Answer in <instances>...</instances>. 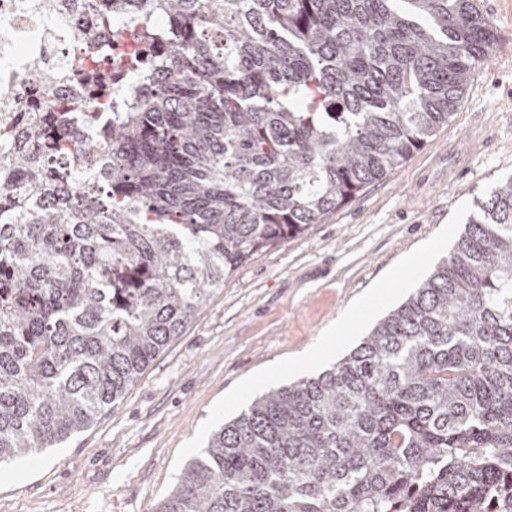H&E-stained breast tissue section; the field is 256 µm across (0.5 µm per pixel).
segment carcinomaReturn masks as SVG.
<instances>
[{
	"instance_id": "obj_1",
	"label": "carcinoma",
	"mask_w": 512,
	"mask_h": 512,
	"mask_svg": "<svg viewBox=\"0 0 512 512\" xmlns=\"http://www.w3.org/2000/svg\"><path fill=\"white\" fill-rule=\"evenodd\" d=\"M152 89L99 177L71 119L0 171V463L91 427L256 253L308 232L458 111L495 40L474 0L143 2ZM512 176L333 368L215 431L156 512H512Z\"/></svg>"
}]
</instances>
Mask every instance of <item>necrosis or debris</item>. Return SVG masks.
Masks as SVG:
<instances>
[{"label":"necrosis or debris","instance_id":"obj_1","mask_svg":"<svg viewBox=\"0 0 512 512\" xmlns=\"http://www.w3.org/2000/svg\"><path fill=\"white\" fill-rule=\"evenodd\" d=\"M111 0H0V168L17 135L40 125L45 113L68 107L94 137L96 124L112 118L125 102L129 82L111 90L116 60L136 49L132 16H116L99 26L100 11ZM52 81H43L44 72Z\"/></svg>","mask_w":512,"mask_h":512}]
</instances>
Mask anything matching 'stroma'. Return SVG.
I'll return each instance as SVG.
<instances>
[{"mask_svg":"<svg viewBox=\"0 0 512 512\" xmlns=\"http://www.w3.org/2000/svg\"><path fill=\"white\" fill-rule=\"evenodd\" d=\"M496 42L447 126L306 234L255 255L90 429L0 465V512H155L213 431L269 388L337 364L452 253L512 176V0H477ZM416 271L405 263L439 235ZM400 291L370 308L372 290ZM319 363L296 371L301 356Z\"/></svg>","mask_w":512,"mask_h":512,"instance_id":"stroma-1","label":"stroma"}]
</instances>
